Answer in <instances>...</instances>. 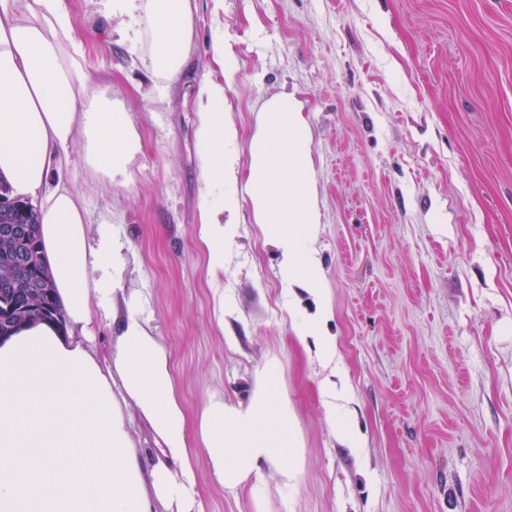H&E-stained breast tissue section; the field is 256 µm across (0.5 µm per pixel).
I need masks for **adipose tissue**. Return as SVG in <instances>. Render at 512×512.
Here are the masks:
<instances>
[{
    "instance_id": "adipose-tissue-1",
    "label": "adipose tissue",
    "mask_w": 512,
    "mask_h": 512,
    "mask_svg": "<svg viewBox=\"0 0 512 512\" xmlns=\"http://www.w3.org/2000/svg\"><path fill=\"white\" fill-rule=\"evenodd\" d=\"M112 18L146 23L131 44L149 36L152 76L173 83L194 50L191 0H100ZM198 153L207 181L238 179L224 144L235 131L224 123L223 81L197 86ZM261 135L250 149L249 195L267 240L282 251L289 284L322 290L316 258L298 242L319 221L305 122L294 98L263 107ZM84 141L92 164L126 170L139 148L124 107L88 91L79 39L64 0H0V176L16 197L37 196L43 253L65 323L24 324L0 342V512H205L195 490L194 457L169 356L138 311L114 301L119 281L108 276L117 253L105 234L92 236L81 193L65 181L69 150ZM201 196L199 218L211 269L224 266V216ZM114 325L117 351L102 365L88 344L95 315ZM133 403L164 443L163 459L148 462L133 447L121 407ZM294 415L270 369L252 377L247 404L210 403L199 437L219 483L235 488L258 478L262 464L286 460L296 443Z\"/></svg>"
}]
</instances>
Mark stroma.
Instances as JSON below:
<instances>
[{"label": "stroma", "mask_w": 512, "mask_h": 512, "mask_svg": "<svg viewBox=\"0 0 512 512\" xmlns=\"http://www.w3.org/2000/svg\"><path fill=\"white\" fill-rule=\"evenodd\" d=\"M99 96L140 148L128 177L70 149L91 231L117 241L120 280L167 351L190 432L210 402L246 404L256 370L291 403L296 477L264 466L231 491L204 452L206 512H512V0H196L192 61L155 82L97 0H67ZM239 179L208 190L197 81L220 75ZM293 94L307 123L320 221L302 247L323 301L289 297L246 191L263 106ZM236 196L224 270L208 271L198 204ZM329 312L324 363L294 328ZM343 387L332 409L325 381Z\"/></svg>", "instance_id": "obj_1"}]
</instances>
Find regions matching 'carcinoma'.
I'll return each mask as SVG.
<instances>
[{"mask_svg":"<svg viewBox=\"0 0 512 512\" xmlns=\"http://www.w3.org/2000/svg\"><path fill=\"white\" fill-rule=\"evenodd\" d=\"M0 197L10 200L0 207V227H18L22 237L14 239L0 235V335H11L12 328L31 319H53L63 323L64 314L56 296L51 277H46L48 295L39 300L31 296L38 282L34 269L20 273L14 266L15 255L21 251L33 254L43 262L41 239L35 210L31 204L11 197L10 187L0 181Z\"/></svg>","mask_w":512,"mask_h":512,"instance_id":"obj_1","label":"carcinoma"}]
</instances>
